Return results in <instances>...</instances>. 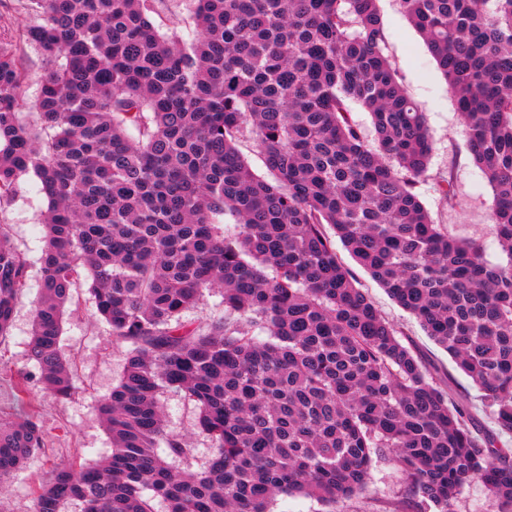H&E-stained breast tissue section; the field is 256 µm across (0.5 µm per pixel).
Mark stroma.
<instances>
[{
	"mask_svg": "<svg viewBox=\"0 0 512 512\" xmlns=\"http://www.w3.org/2000/svg\"><path fill=\"white\" fill-rule=\"evenodd\" d=\"M378 6L386 32L385 53L400 83L427 114L432 153L428 175L416 188L419 198L434 223L447 225L457 237L481 241L487 260L499 262L500 249L490 219L492 191L470 158L466 134L456 103L448 93V84L425 41L404 14L400 0H379ZM445 177L453 182L456 203L452 206L440 190ZM46 208L40 182L31 173L21 176L15 195L0 204V224L6 225L12 243L30 263V287L18 301L10 336L0 342V413L34 415L43 425L48 444L46 454L36 455L22 471L0 484V512H34L32 489L46 478L55 463L92 464L110 454L112 442L98 417L97 403L119 381L125 366L123 348L110 345L108 326L99 320L86 288H78L79 303L67 312L60 340L62 353L75 364L80 378L77 393L72 399L60 400L36 390L26 404L16 403L12 378L17 372L32 368L28 356L32 309L40 294L39 258L45 246V227L40 215ZM342 259L352 271L357 287L369 296L386 320L403 331L405 343L435 367L439 378H452L459 392L471 404H478L479 391L456 370L448 353L425 335L418 322L350 254H343ZM160 405L168 431L185 438L196 450L191 462L174 461V468L201 467L211 443L197 432L193 407L174 391L164 392ZM336 512L416 510L408 499L404 475L387 459L374 463L367 488L337 504Z\"/></svg>",
	"mask_w": 512,
	"mask_h": 512,
	"instance_id": "obj_1",
	"label": "stroma"
}]
</instances>
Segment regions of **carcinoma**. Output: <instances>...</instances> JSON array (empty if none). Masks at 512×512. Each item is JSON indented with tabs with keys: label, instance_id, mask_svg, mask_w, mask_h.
<instances>
[{
	"label": "carcinoma",
	"instance_id": "1",
	"mask_svg": "<svg viewBox=\"0 0 512 512\" xmlns=\"http://www.w3.org/2000/svg\"><path fill=\"white\" fill-rule=\"evenodd\" d=\"M442 71L467 149L493 193L503 261L435 224L415 191L429 165L426 114L384 53L378 0H191L189 36L156 24V0H27L0 44V202L39 178L48 207L29 360L16 397L62 400L77 377L59 348L72 288L89 283L125 370L98 400L112 452L60 463L35 512H270L279 494L334 506L388 455L418 512H455L480 482L512 512V0H401ZM370 113L365 144L347 101ZM261 149L256 175L240 144ZM239 220L233 237L217 217ZM334 234H329L328 230ZM414 315L481 390L495 429L401 341L332 236ZM29 262L0 225V340ZM224 315L183 320L206 290ZM265 330L259 339L252 329ZM179 392L211 442L199 469L166 431ZM33 416L0 417V480L45 450ZM25 66L29 73V85L27 87V97L30 112H25L23 115V119L32 120L34 117V104H35V92L37 88V84L40 80L44 72L45 60L44 56L41 52L36 51L31 48L26 49V53L24 56Z\"/></svg>",
	"mask_w": 512,
	"mask_h": 512
}]
</instances>
